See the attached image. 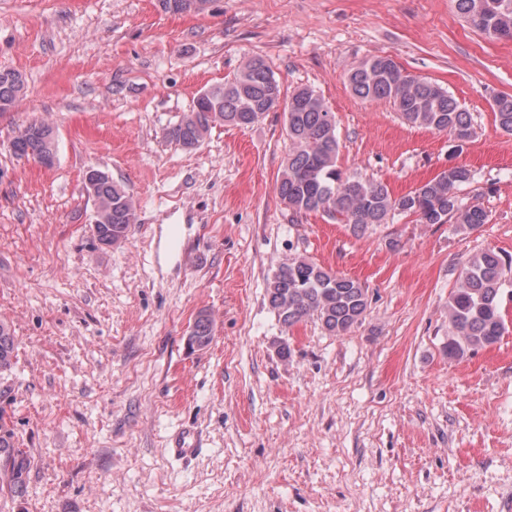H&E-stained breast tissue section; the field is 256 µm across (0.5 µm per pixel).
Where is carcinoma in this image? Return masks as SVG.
Masks as SVG:
<instances>
[{
  "mask_svg": "<svg viewBox=\"0 0 512 512\" xmlns=\"http://www.w3.org/2000/svg\"><path fill=\"white\" fill-rule=\"evenodd\" d=\"M207 0H159L162 10L182 15L203 9ZM457 12L493 40H512V0H454ZM347 87L362 99L386 100L407 123L446 133L463 144L473 135L470 113L437 83L408 74L388 56L355 64L348 72ZM26 95L25 80L10 68H0V112L18 106ZM283 108L288 154L275 191L296 214L321 212L338 217L356 235L386 223L394 213L413 215L422 224L456 225L471 233L490 220L481 205H464L460 187L471 171L450 166L413 191L395 197L380 182L347 175L336 165L339 141L335 116L309 87L295 89L282 99L281 84L268 61L247 59L233 78L211 86L194 99L192 109L166 136L186 149L203 142L218 125L249 127L267 112ZM498 127L512 134V95L493 98ZM15 154L38 162H55L57 134L42 121L19 126L12 141ZM86 192L94 202L95 237L104 246L122 243L134 222V203L129 191L108 173H86ZM266 297L280 321L293 327L316 319L331 335L346 334L367 309V289L358 280L337 275L304 257L282 262L267 279ZM512 298V257L486 248L473 254L448 298V358L460 359L497 344L506 331L503 297ZM213 320L205 311L197 314L189 342L207 347L213 338ZM17 336L0 320V370L11 364ZM29 467L22 450L15 447L9 430L0 426V471L6 472L13 494L26 491L24 475Z\"/></svg>",
  "mask_w": 512,
  "mask_h": 512,
  "instance_id": "cac0c4a2",
  "label": "carcinoma"
}]
</instances>
